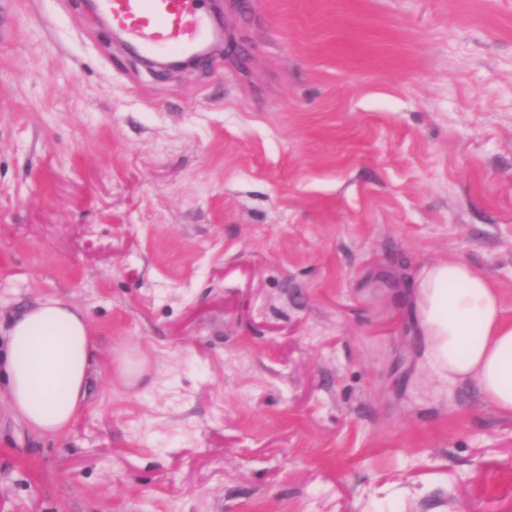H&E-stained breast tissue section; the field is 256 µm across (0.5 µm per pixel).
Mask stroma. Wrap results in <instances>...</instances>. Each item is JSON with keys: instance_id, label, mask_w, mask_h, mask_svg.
Listing matches in <instances>:
<instances>
[{"instance_id": "35a3bbf8", "label": "stroma", "mask_w": 512, "mask_h": 512, "mask_svg": "<svg viewBox=\"0 0 512 512\" xmlns=\"http://www.w3.org/2000/svg\"><path fill=\"white\" fill-rule=\"evenodd\" d=\"M223 7L155 73L85 0H0V323L98 335L63 436L0 383V512H512V417L408 298L458 258L512 318V0Z\"/></svg>"}]
</instances>
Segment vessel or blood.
<instances>
[{
    "instance_id": "1",
    "label": "vessel or blood",
    "mask_w": 512,
    "mask_h": 512,
    "mask_svg": "<svg viewBox=\"0 0 512 512\" xmlns=\"http://www.w3.org/2000/svg\"><path fill=\"white\" fill-rule=\"evenodd\" d=\"M114 34L147 58L194 54L217 32L204 0H97Z\"/></svg>"
}]
</instances>
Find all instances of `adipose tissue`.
Wrapping results in <instances>:
<instances>
[{
    "mask_svg": "<svg viewBox=\"0 0 512 512\" xmlns=\"http://www.w3.org/2000/svg\"><path fill=\"white\" fill-rule=\"evenodd\" d=\"M426 354L440 378L475 380L486 403L512 415V321L489 280L445 259L424 266L409 293ZM0 348L13 414L30 431L61 436L84 410L97 336L87 315L49 297L13 318Z\"/></svg>",
    "mask_w": 512,
    "mask_h": 512,
    "instance_id": "obj_1",
    "label": "adipose tissue"
}]
</instances>
